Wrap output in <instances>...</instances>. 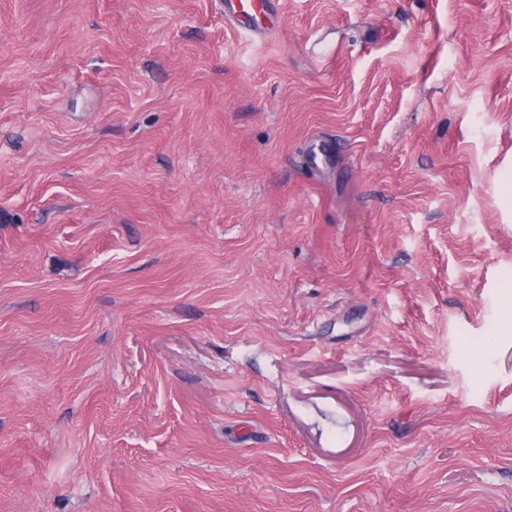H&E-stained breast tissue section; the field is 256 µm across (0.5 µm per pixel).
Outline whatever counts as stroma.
I'll return each mask as SVG.
<instances>
[{
  "label": "stroma",
  "instance_id": "35a3bbf8",
  "mask_svg": "<svg viewBox=\"0 0 512 512\" xmlns=\"http://www.w3.org/2000/svg\"><path fill=\"white\" fill-rule=\"evenodd\" d=\"M0 0V512H512V0ZM264 6V0H225L224 20L247 33H259L264 29L257 25L256 18L264 13Z\"/></svg>",
  "mask_w": 512,
  "mask_h": 512
}]
</instances>
